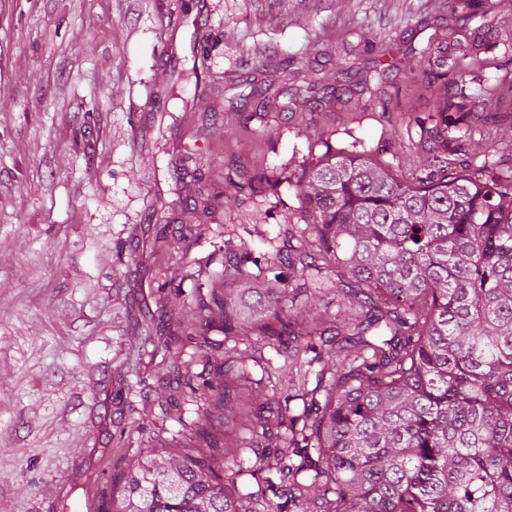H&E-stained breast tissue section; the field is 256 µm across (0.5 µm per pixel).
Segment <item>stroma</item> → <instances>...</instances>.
Wrapping results in <instances>:
<instances>
[{
	"mask_svg": "<svg viewBox=\"0 0 512 512\" xmlns=\"http://www.w3.org/2000/svg\"><path fill=\"white\" fill-rule=\"evenodd\" d=\"M0 0V512H112L142 449L194 451L211 368L186 328L224 242L260 255L298 200L227 180L297 175L358 137L411 180L432 112L429 43L512 83V0ZM207 13V90L190 57ZM336 87L313 106L309 82ZM382 85L384 96L374 95ZM449 142L512 157V91Z\"/></svg>",
	"mask_w": 512,
	"mask_h": 512,
	"instance_id": "obj_1",
	"label": "stroma"
}]
</instances>
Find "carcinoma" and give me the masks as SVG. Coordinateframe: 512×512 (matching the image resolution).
I'll list each match as a JSON object with an SVG mask.
<instances>
[{
  "label": "carcinoma",
  "mask_w": 512,
  "mask_h": 512,
  "mask_svg": "<svg viewBox=\"0 0 512 512\" xmlns=\"http://www.w3.org/2000/svg\"><path fill=\"white\" fill-rule=\"evenodd\" d=\"M420 58L463 100L493 92L472 89L465 54ZM464 108L444 97L417 123L435 148L410 181L356 137L294 180H229L248 195L285 182L312 217L283 224L260 259L224 243V272L198 307L224 342L200 332L197 347L239 350L203 381L224 451H252L266 487L244 494L200 454L148 448L116 512H512V165L494 144L479 164L447 153L448 112ZM283 262L300 279L335 274L333 298L282 313L301 291L249 266ZM259 346L283 364L253 356ZM250 360L274 389L288 375V395L242 401ZM316 365L313 389L296 383Z\"/></svg>",
  "instance_id": "1"
}]
</instances>
